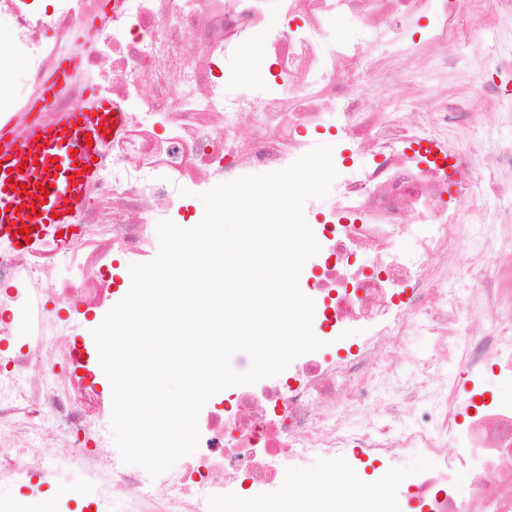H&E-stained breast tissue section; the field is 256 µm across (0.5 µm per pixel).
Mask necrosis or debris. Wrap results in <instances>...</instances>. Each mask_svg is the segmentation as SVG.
<instances>
[{
  "mask_svg": "<svg viewBox=\"0 0 512 512\" xmlns=\"http://www.w3.org/2000/svg\"><path fill=\"white\" fill-rule=\"evenodd\" d=\"M2 26L0 77L26 68L0 131L51 123L88 87L126 126L69 238H0V485L75 467L91 512H301L284 465L331 462L316 480L340 490L371 462L367 512H512V397L459 389L512 382V138L498 134L512 127V0H0ZM250 45L264 50L253 72ZM398 77L408 96L392 94ZM487 113L486 147L449 142ZM320 129L336 132L338 176L304 205L320 250L299 288L335 355L213 395L197 453L158 477L124 463L92 335L122 299L114 261L150 262L160 221L285 169ZM50 444L79 454L39 453ZM412 451L425 464L408 475Z\"/></svg>",
  "mask_w": 512,
  "mask_h": 512,
  "instance_id": "4bbe7bcc",
  "label": "necrosis or debris"
}]
</instances>
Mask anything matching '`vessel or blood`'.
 <instances>
[{
	"label": "vessel or blood",
	"mask_w": 512,
	"mask_h": 512,
	"mask_svg": "<svg viewBox=\"0 0 512 512\" xmlns=\"http://www.w3.org/2000/svg\"><path fill=\"white\" fill-rule=\"evenodd\" d=\"M124 127L123 113L92 97L54 123L30 125L23 137L0 132V236L23 248L48 230L72 228L86 205L85 185L96 175L97 143ZM23 225L30 229L25 237Z\"/></svg>",
	"instance_id": "obj_1"
}]
</instances>
